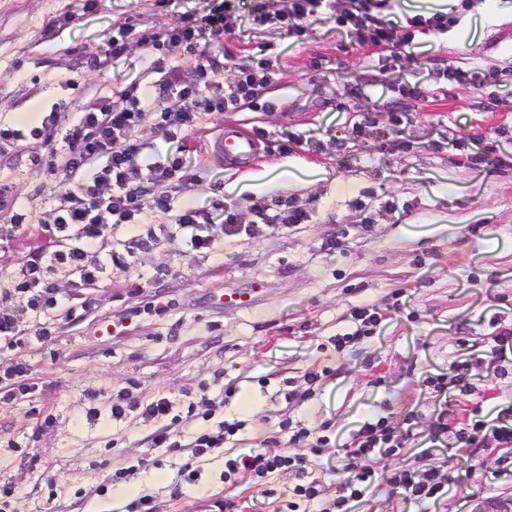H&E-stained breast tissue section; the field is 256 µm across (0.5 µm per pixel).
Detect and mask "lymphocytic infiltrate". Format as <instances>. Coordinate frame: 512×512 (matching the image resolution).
I'll return each instance as SVG.
<instances>
[{
	"instance_id": "f902f5d3",
	"label": "lymphocytic infiltrate",
	"mask_w": 512,
	"mask_h": 512,
	"mask_svg": "<svg viewBox=\"0 0 512 512\" xmlns=\"http://www.w3.org/2000/svg\"><path fill=\"white\" fill-rule=\"evenodd\" d=\"M387 6L388 0H251L249 19L257 26H285L299 35L308 22L327 14L337 29L358 43L382 50L412 46L421 35L446 34L459 22L458 16L438 12L419 14L404 22L386 19L380 11ZM198 37V27L186 17L163 28L117 24L108 40L110 53L113 58H122L134 41L152 55V68L161 75L153 84V99L144 98L135 81L120 90L117 100L87 102L77 120L64 127L58 146L53 143V135L60 128L59 115L54 111L41 126L28 130L0 127V158L27 141L48 146V155L33 153L31 161L47 166L51 174L61 176L65 185L45 227L47 245L42 252L22 260L6 290L7 296L18 298L21 310L37 314L56 306L52 284L55 273L74 274L83 286L93 283L102 272L104 261L124 264L126 253L155 238L153 228L146 227L144 233L128 241L125 253L110 250L101 258L79 244L69 243V231H76L79 239L103 240L107 225L143 224L148 212L170 211V196L151 193V185L196 181V174L186 169L182 156L176 152L143 167L136 164L135 132L146 116H153L167 141L179 142L206 115L246 108L272 111V103L264 99L273 83L270 61L261 58L235 67L230 78L217 81L214 64L200 61L188 69L177 62L182 52L198 53ZM172 98L178 99V107L169 106ZM251 211L254 219L243 227L236 207L225 206V234L252 235L264 225L294 226L308 223L311 218L309 210L285 197L255 199ZM410 438L411 432L403 421L377 415L352 430L348 444L338 452L331 446L329 436H312L308 429L287 419L265 447L228 458L224 476L248 477L263 496L271 499L278 496L277 479L292 476L295 484L284 512H356L365 497L383 489L420 506L437 503L452 491L463 492L460 476L444 473L440 466L430 463L433 448L461 442L469 448L473 462L495 450L512 455V423L478 408L469 413L458 430L449 426L444 415H437L431 445L421 451L425 465L404 461ZM284 439L290 448L309 443L312 456L318 458L336 455L333 474L338 490L334 499L322 498L321 477L310 467L307 457L291 453L290 448L279 450Z\"/></svg>"
}]
</instances>
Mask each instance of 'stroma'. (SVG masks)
<instances>
[{"label":"stroma","mask_w":512,"mask_h":512,"mask_svg":"<svg viewBox=\"0 0 512 512\" xmlns=\"http://www.w3.org/2000/svg\"><path fill=\"white\" fill-rule=\"evenodd\" d=\"M232 5L239 20L226 35L205 24ZM249 0H0V123L40 100L44 112L63 109L74 122L83 103L116 98L130 82L150 89L158 75L137 44L112 59L115 23L149 19L162 27L182 17L203 21L199 43L217 63L270 59L273 111L214 113L185 137L182 154L197 182L173 195L175 210L198 208L211 221L209 248L195 247L197 230L152 212L157 240L134 251L126 265L107 266L94 285L75 276L53 281L58 306L18 313L20 348L0 350V372L11 360L30 368V388L0 399V485L15 483L8 512H126L125 487H136L159 512H219L224 498V451L194 457L191 442L227 419L243 420L232 445L263 447L279 422L292 417L313 434L324 423L347 441L373 413H413L406 460L415 463L439 413L460 422L484 403L512 407V364L487 362L468 393L431 397L424 380L452 361L488 351L512 327V12L487 21L484 6L466 12L455 30L425 35L394 51L363 47L333 20L309 23L304 35L250 24ZM72 14L58 24L59 15ZM467 42H460V33ZM96 58L82 65L80 54ZM468 72L440 78L438 59ZM497 68L498 83L477 82ZM419 84L423 98L396 102L399 82ZM404 113L390 122L393 108ZM253 132L255 161L230 165L213 152L221 126ZM388 139H381V132ZM291 151H282L288 138ZM31 149L0 161V185L12 188L13 210L28 222L13 227L0 211V289L45 241L44 218L63 190L59 177L31 164ZM298 174L280 180L284 162ZM275 180L272 196L307 207L310 223L263 227L228 236L220 203L235 205L250 225L251 192L226 185L253 174ZM351 184L336 193L337 182ZM369 199L365 224L352 201ZM12 210V211H13ZM346 234L339 252L328 243ZM368 302L386 313L363 350H340L352 306ZM44 335H37V328ZM320 374L308 385L310 374ZM312 389L296 408L288 387ZM256 400L240 410L242 393ZM165 419L140 410L158 399ZM125 406L116 415L113 404ZM49 428H41L44 413ZM167 428L173 448L152 435ZM193 461L198 478L179 483ZM496 457L469 469L468 499L448 495L432 512H512V483L496 482ZM126 471L113 482L116 471Z\"/></svg>","instance_id":"stroma-1"}]
</instances>
